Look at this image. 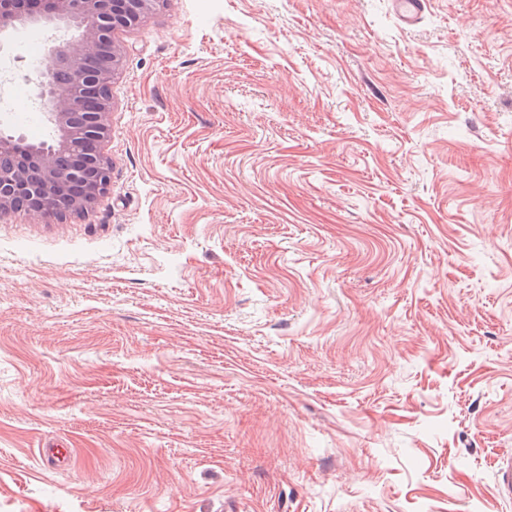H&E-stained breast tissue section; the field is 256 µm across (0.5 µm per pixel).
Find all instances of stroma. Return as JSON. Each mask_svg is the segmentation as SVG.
<instances>
[{
	"label": "stroma",
	"mask_w": 512,
	"mask_h": 512,
	"mask_svg": "<svg viewBox=\"0 0 512 512\" xmlns=\"http://www.w3.org/2000/svg\"><path fill=\"white\" fill-rule=\"evenodd\" d=\"M112 39L109 189L0 218V512H512V0ZM400 21L406 26L415 25L427 8L426 0H393ZM493 489L502 499L512 498V457L500 460L493 473Z\"/></svg>",
	"instance_id": "stroma-1"
}]
</instances>
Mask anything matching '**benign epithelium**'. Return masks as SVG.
<instances>
[{
	"label": "benign epithelium",
	"instance_id": "1",
	"mask_svg": "<svg viewBox=\"0 0 512 512\" xmlns=\"http://www.w3.org/2000/svg\"><path fill=\"white\" fill-rule=\"evenodd\" d=\"M158 0H0V32L43 20L65 28H75L78 37L52 46L54 68L38 84L36 97L44 106V117L53 133L50 145H33L22 136L0 131V217L11 213L54 211L51 202L68 200L70 189L85 179V194L73 199L71 207L84 211L107 191L110 183L109 162L95 160L90 169L65 166L84 131L102 142L109 131L110 106L104 105L81 124L82 82L84 76L69 72V81L61 85L57 73L78 58H106L109 65L99 80L110 81L120 53L112 42V28L139 23Z\"/></svg>",
	"mask_w": 512,
	"mask_h": 512
}]
</instances>
